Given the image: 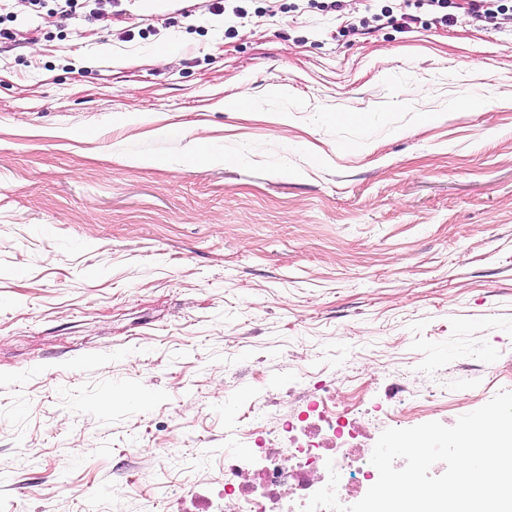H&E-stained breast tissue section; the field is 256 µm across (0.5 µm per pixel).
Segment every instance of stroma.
<instances>
[{
    "mask_svg": "<svg viewBox=\"0 0 512 512\" xmlns=\"http://www.w3.org/2000/svg\"><path fill=\"white\" fill-rule=\"evenodd\" d=\"M373 1L124 0L100 33L14 0L0 512H224L251 404L444 380L451 426L512 390V26L348 33Z\"/></svg>",
    "mask_w": 512,
    "mask_h": 512,
    "instance_id": "obj_1",
    "label": "stroma"
}]
</instances>
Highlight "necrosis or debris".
Segmentation results:
<instances>
[{"mask_svg":"<svg viewBox=\"0 0 512 512\" xmlns=\"http://www.w3.org/2000/svg\"><path fill=\"white\" fill-rule=\"evenodd\" d=\"M349 407L339 394L320 386L305 405L300 417L314 420V431L299 430L294 417H285L282 431L288 435L283 448L270 447L260 423L267 416L265 407L256 406L246 422L238 427V435L251 450L250 460L259 466L260 481L266 492L255 495L251 473L239 460L235 448L224 451V497L229 512H300L308 498L328 482L329 469L339 475L337 497L350 505L356 485H373L378 471L371 464V449L351 450L360 435L351 425Z\"/></svg>","mask_w":512,"mask_h":512,"instance_id":"necrosis-or-debris-1","label":"necrosis or debris"}]
</instances>
